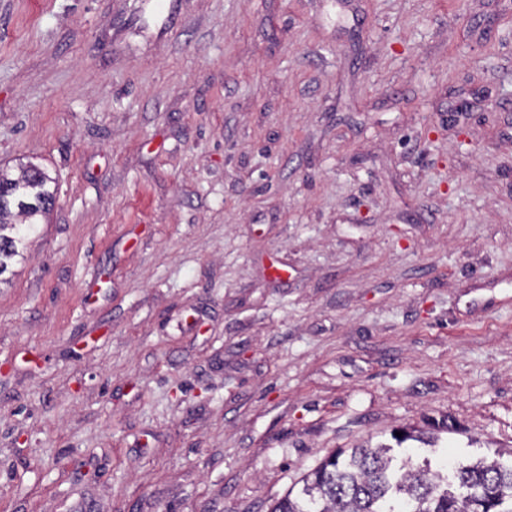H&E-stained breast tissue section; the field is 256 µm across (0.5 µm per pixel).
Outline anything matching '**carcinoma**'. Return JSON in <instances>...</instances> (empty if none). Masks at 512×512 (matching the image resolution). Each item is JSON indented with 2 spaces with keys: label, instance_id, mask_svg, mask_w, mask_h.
<instances>
[{
  "label": "carcinoma",
  "instance_id": "carcinoma-1",
  "mask_svg": "<svg viewBox=\"0 0 512 512\" xmlns=\"http://www.w3.org/2000/svg\"><path fill=\"white\" fill-rule=\"evenodd\" d=\"M52 178L30 164L15 178L0 171V284L24 259L25 240L56 203ZM385 442L330 453L271 512H512V461L482 458L449 468L416 462L412 441L436 452L438 437L414 429ZM399 453L394 455V447Z\"/></svg>",
  "mask_w": 512,
  "mask_h": 512
}]
</instances>
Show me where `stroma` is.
Here are the masks:
<instances>
[{"label": "stroma", "instance_id": "1", "mask_svg": "<svg viewBox=\"0 0 512 512\" xmlns=\"http://www.w3.org/2000/svg\"><path fill=\"white\" fill-rule=\"evenodd\" d=\"M0 512H270L512 449V0H0ZM50 183L52 178L34 164L22 168L16 178L0 171V277L13 275L11 268L24 259L26 238L54 208L56 194Z\"/></svg>", "mask_w": 512, "mask_h": 512}]
</instances>
